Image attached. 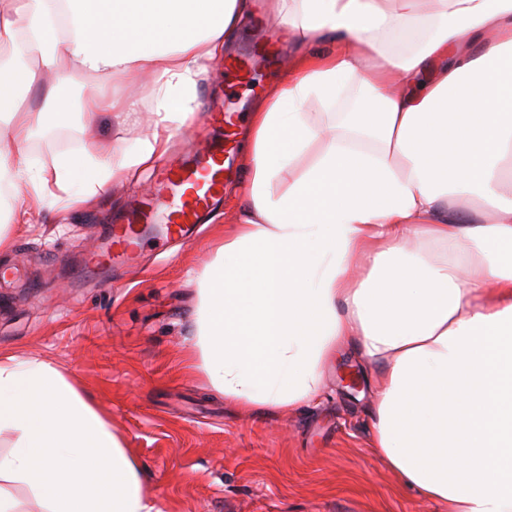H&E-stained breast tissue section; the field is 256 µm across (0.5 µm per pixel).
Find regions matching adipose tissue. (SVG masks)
<instances>
[{
    "label": "adipose tissue",
    "mask_w": 512,
    "mask_h": 512,
    "mask_svg": "<svg viewBox=\"0 0 512 512\" xmlns=\"http://www.w3.org/2000/svg\"><path fill=\"white\" fill-rule=\"evenodd\" d=\"M300 52L252 107L246 206L199 278L195 347L211 387L243 406L319 393L348 341L377 371L372 455L440 512H512V0H270ZM250 0H0V75L71 64L97 80L83 125L150 114L137 148L98 142L80 189L0 161L27 187L13 227L91 203L151 167L198 107ZM336 51L316 53V38ZM149 80L146 97L107 82ZM323 112L311 118L308 106ZM0 107V137L67 122ZM0 512L27 486L43 512H157L141 467L74 378L0 355Z\"/></svg>",
    "instance_id": "1"
}]
</instances>
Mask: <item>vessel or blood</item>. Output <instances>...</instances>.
Masks as SVG:
<instances>
[{
	"label": "vessel or blood",
	"mask_w": 512,
	"mask_h": 512,
	"mask_svg": "<svg viewBox=\"0 0 512 512\" xmlns=\"http://www.w3.org/2000/svg\"><path fill=\"white\" fill-rule=\"evenodd\" d=\"M275 55L263 50L247 57L226 60L224 69L238 80H250L257 64H273ZM210 124L219 129L218 137L210 139L206 147L179 161L162 162L158 169L155 191L150 198L134 203L119 218L123 224H163L168 234L183 235L196 228L224 192L226 164L234 153L236 115L213 109ZM139 250L138 242L124 238L118 250H104L102 267L113 262H134Z\"/></svg>",
	"instance_id": "b4317fda"
}]
</instances>
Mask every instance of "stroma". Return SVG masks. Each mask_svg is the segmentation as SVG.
I'll use <instances>...</instances> for the list:
<instances>
[{
	"label": "stroma",
	"mask_w": 512,
	"mask_h": 512,
	"mask_svg": "<svg viewBox=\"0 0 512 512\" xmlns=\"http://www.w3.org/2000/svg\"><path fill=\"white\" fill-rule=\"evenodd\" d=\"M282 33L273 19L248 20L232 49L264 46L284 57L290 46ZM223 66L212 63L210 79L223 82L225 108L247 127L251 103L279 72L242 84ZM146 132V123L125 127L104 117L86 133L75 114L38 131L24 152L46 164L72 155L67 176L78 183L86 177L79 157L93 142L131 152ZM246 166L238 154L196 236L147 241L133 267L91 274L83 260L114 215L149 195L152 171L113 183L91 205L48 210L18 226L0 255V354L50 361L73 375L138 459L159 512H437L370 453L375 371L355 347L324 363L314 401L291 409L238 405L192 368L199 276L242 209Z\"/></svg>",
	"instance_id": "35a3bbf8"
}]
</instances>
